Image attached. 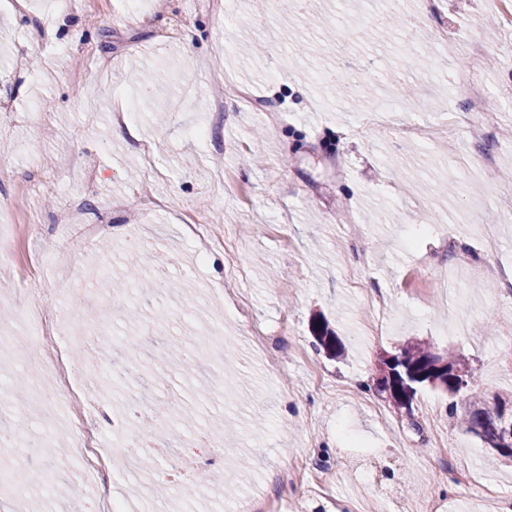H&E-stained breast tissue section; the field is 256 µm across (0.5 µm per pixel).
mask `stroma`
I'll return each instance as SVG.
<instances>
[{"mask_svg": "<svg viewBox=\"0 0 512 512\" xmlns=\"http://www.w3.org/2000/svg\"><path fill=\"white\" fill-rule=\"evenodd\" d=\"M47 0L18 8L0 0V208L14 257L0 260V512H85L82 461L68 425L146 400L177 426L176 452L210 465L208 493L162 506L139 500L162 459L119 473L112 490L139 512H222L249 495L257 512H512V464L463 431L449 395L419 387L411 413L371 390L382 356L406 341L469 362V384L512 394V27L492 0ZM388 38L373 31L386 17ZM447 30L451 43L435 39ZM485 49L489 135L409 139L401 127L444 123L468 104L451 76L470 41ZM163 72L150 89L137 77ZM397 98L390 125L370 130L380 100ZM133 103L137 138H116L112 113ZM223 103L222 112L211 110ZM493 156V169L481 159ZM143 224L129 220L143 200ZM83 209L101 231L79 251L82 226L58 210ZM38 221L41 236L25 226ZM208 225L196 238L189 225ZM363 227L362 239L350 228ZM149 242L130 250L132 237ZM497 264L503 277L486 267ZM154 281L139 317L104 320L79 309L88 337L68 342L76 366L112 358L115 370L83 380L85 398L63 409L55 446L42 448L38 416L19 415L28 394L23 363L38 345L34 318L17 302L53 308L105 294V279L130 270ZM385 296L384 311L367 303ZM325 317L346 358L329 359L312 335ZM253 320L271 337V373L236 329ZM133 339L102 349L100 328ZM239 391L224 407V384ZM170 426H159L167 441ZM235 448L226 468L206 437ZM465 457L479 485L460 477ZM22 480L23 495L12 484Z\"/></svg>", "mask_w": 512, "mask_h": 512, "instance_id": "obj_1", "label": "stroma"}]
</instances>
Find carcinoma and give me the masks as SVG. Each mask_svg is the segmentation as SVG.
Instances as JSON below:
<instances>
[{"label":"carcinoma","mask_w":512,"mask_h":512,"mask_svg":"<svg viewBox=\"0 0 512 512\" xmlns=\"http://www.w3.org/2000/svg\"><path fill=\"white\" fill-rule=\"evenodd\" d=\"M317 344L324 349L328 356L339 358L344 354V347L336 335L323 321H317L312 327ZM401 359L394 366L395 372L379 385L380 391L389 393L390 404L398 409H407L416 386L429 384L451 394L461 391L455 380L468 373L469 367L465 359L448 354V367L438 368V355L430 348L419 343H410L399 349ZM512 406V399L494 397L488 400L485 395H471L468 408L461 418V426L465 431L477 436L485 445L492 449L503 462H512V443L504 444L503 414L507 406Z\"/></svg>","instance_id":"obj_1"}]
</instances>
